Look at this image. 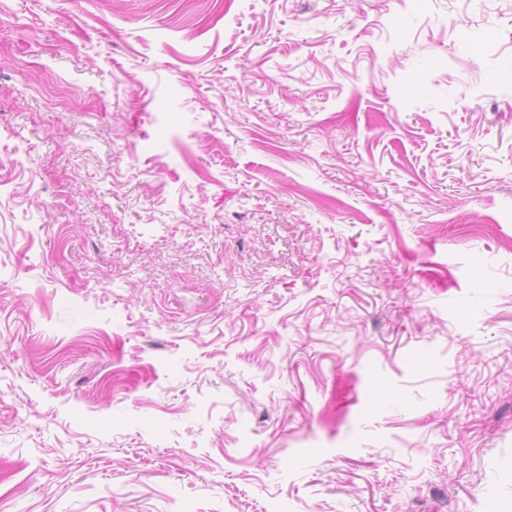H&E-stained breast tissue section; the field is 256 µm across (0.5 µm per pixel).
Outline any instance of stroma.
I'll return each instance as SVG.
<instances>
[{"instance_id": "35a3bbf8", "label": "stroma", "mask_w": 512, "mask_h": 512, "mask_svg": "<svg viewBox=\"0 0 512 512\" xmlns=\"http://www.w3.org/2000/svg\"><path fill=\"white\" fill-rule=\"evenodd\" d=\"M512 512V0H0V512Z\"/></svg>"}]
</instances>
